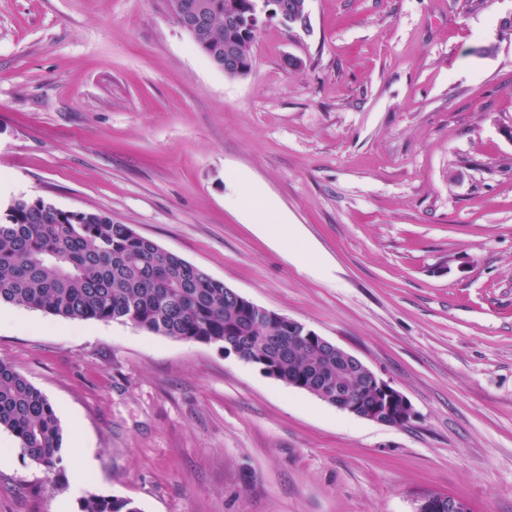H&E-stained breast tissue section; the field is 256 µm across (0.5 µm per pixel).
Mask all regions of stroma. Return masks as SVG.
I'll list each match as a JSON object with an SVG mask.
<instances>
[{
  "label": "stroma",
  "mask_w": 512,
  "mask_h": 512,
  "mask_svg": "<svg viewBox=\"0 0 512 512\" xmlns=\"http://www.w3.org/2000/svg\"><path fill=\"white\" fill-rule=\"evenodd\" d=\"M242 79L165 0H0V178L95 210L362 360L404 425L213 344L15 307L0 361L49 399L54 472L0 429V512H512V0H307ZM309 249L287 255L237 191ZM79 422L83 448L69 428ZM85 488L71 474L82 455ZM79 512H140L131 500L90 495L82 499ZM415 512H470L466 504L454 497L431 495L421 499Z\"/></svg>",
  "instance_id": "stroma-1"
}]
</instances>
